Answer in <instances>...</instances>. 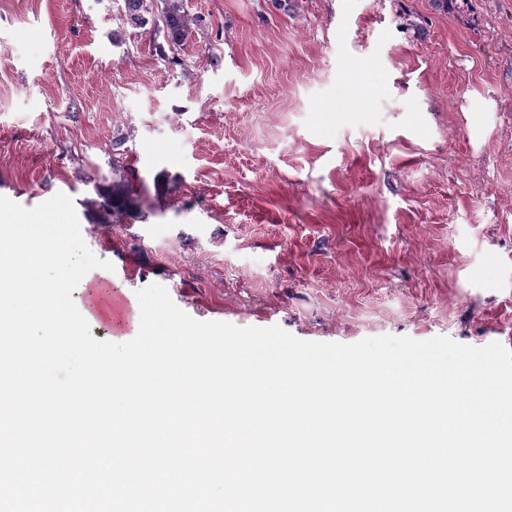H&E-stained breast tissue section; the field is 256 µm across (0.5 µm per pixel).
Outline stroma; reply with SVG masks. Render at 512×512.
<instances>
[{
  "label": "stroma",
  "mask_w": 512,
  "mask_h": 512,
  "mask_svg": "<svg viewBox=\"0 0 512 512\" xmlns=\"http://www.w3.org/2000/svg\"><path fill=\"white\" fill-rule=\"evenodd\" d=\"M183 4L173 47L123 0H0V196H69L133 305L512 350V0ZM136 192L134 187L123 177L112 181V188L100 194L102 202L99 206L112 214H128L135 207Z\"/></svg>",
  "instance_id": "stroma-1"
}]
</instances>
